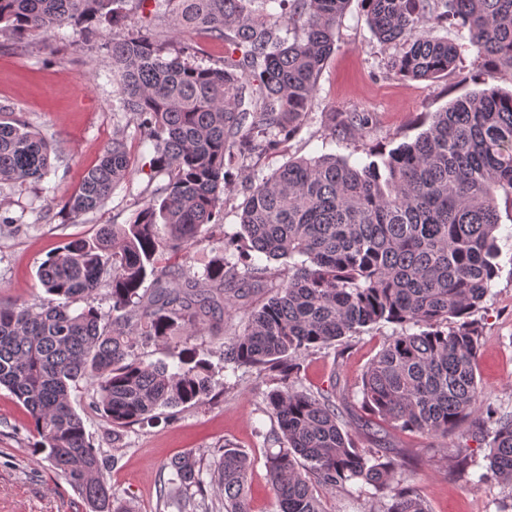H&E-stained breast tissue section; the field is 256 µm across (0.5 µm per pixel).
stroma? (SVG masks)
<instances>
[{"label":"stroma","instance_id":"stroma-1","mask_svg":"<svg viewBox=\"0 0 512 512\" xmlns=\"http://www.w3.org/2000/svg\"><path fill=\"white\" fill-rule=\"evenodd\" d=\"M145 14V9H134L118 28L102 25L81 45L73 43L66 28L44 39L24 41L0 33V116L24 121L53 146L51 170L43 180L0 186V216L6 218L0 223V303L42 300L45 292L37 270L50 252L73 238L93 237L101 225L129 223L147 186L165 183V176L150 166L152 142L122 107L112 58L105 49L113 32L144 30ZM401 50L398 44H381L361 0H351L307 120L284 151L254 160L255 176L270 175L292 157L335 154L354 164L364 160L367 151L391 150L413 141L430 114L478 87L475 75L481 62L474 50L464 51L459 67L434 81L395 76L389 62ZM335 111L345 116L365 112L373 123L360 135L348 129L333 133L328 115ZM116 136L125 140L131 153L133 175L101 208L78 216L69 213L64 206L67 193L78 188ZM248 193V181L232 176L224 192L223 227L211 240L177 257L176 265L197 275L223 256L222 240L239 232V213ZM497 244L499 273L474 313L483 334L478 380L485 402L512 411V212L501 213ZM255 262L271 270L262 288L239 301L238 313L204 326L191 339L221 384L211 401L172 413L161 411L152 423L131 426L116 439L92 405L91 386L82 382L71 391L74 408L107 461L103 475L114 499L129 504L133 512H180L185 494L171 482V458L189 452L206 467L226 444L249 458L252 512L278 510L266 467L267 455L279 449L266 438L274 426L264 406L271 383L244 369L226 370L222 359L224 339L240 331L242 313L261 306L281 282L276 274L280 262L261 254ZM401 331V326L384 322L315 350L304 360L302 388L332 389L337 402L360 406L358 384L364 372L388 339ZM389 437L419 453L414 483L431 512H497L512 500V487L447 472L443 463L450 453L449 439L394 427ZM33 443L24 406L0 387V512H85L78 494L44 455L35 453Z\"/></svg>","mask_w":512,"mask_h":512}]
</instances>
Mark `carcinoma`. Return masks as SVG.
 Returning a JSON list of instances; mask_svg holds the SVG:
<instances>
[{
    "label": "carcinoma",
    "mask_w": 512,
    "mask_h": 512,
    "mask_svg": "<svg viewBox=\"0 0 512 512\" xmlns=\"http://www.w3.org/2000/svg\"><path fill=\"white\" fill-rule=\"evenodd\" d=\"M145 0H0V32L47 35L68 27L80 40L103 23L117 26ZM153 36L112 38L106 47L123 109L154 143L153 169L167 177L128 224H108L92 238L53 251L38 275L49 298L0 304V387L26 408L57 474L86 512H131L112 501L103 459L70 401L71 385L93 388V403L113 440L161 409L201 405L219 382L196 348L177 353L176 371L133 357L140 330L157 341L192 336L236 307L241 282L256 288L267 268L254 254L288 261V276L224 348L234 368L272 371L264 397L276 421L267 456L279 512H324L317 489L352 483L381 494L382 512H430L410 484L415 453L377 428L362 447L346 423L374 422L336 405L334 395L296 387L303 357L362 328L387 322L417 326L391 337L362 379V404L379 420L427 437L462 427L485 441L488 466L478 474L512 483V412L482 419L477 378L482 327L473 313L498 276L499 195L512 209V92L492 86L433 113L414 141L363 165L324 155L288 161L262 179L248 176L240 232L224 239L233 265L216 261L200 276L169 260L200 245L222 223L232 169L277 153L307 119L317 82L336 45L349 0H153ZM377 39L404 42L392 71L431 80L474 49L489 72L512 71V0H363ZM452 26L468 44L432 35ZM191 28L227 46L213 66L203 48L173 49V34ZM51 145L23 121L0 120V184L40 180ZM134 173L116 138L65 201L74 215L101 206ZM153 287L146 288L147 278ZM112 307L91 303L102 285ZM84 303L77 308L75 304ZM455 326L448 327V321ZM250 461L227 444L209 468L224 491L226 512H250ZM446 466L479 463L451 449ZM172 483L195 489L191 512L205 504L203 470L193 455L170 463Z\"/></svg>",
    "instance_id": "1"
}]
</instances>
